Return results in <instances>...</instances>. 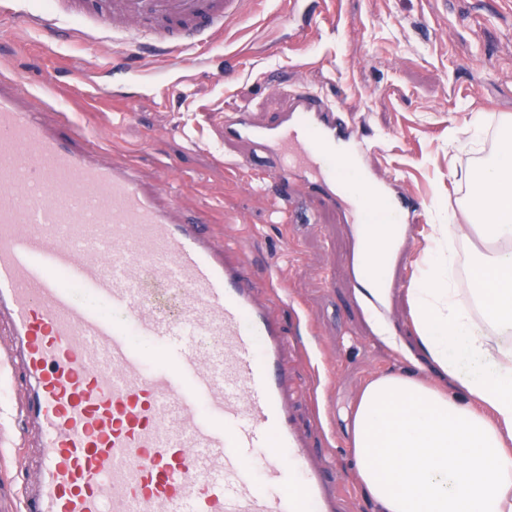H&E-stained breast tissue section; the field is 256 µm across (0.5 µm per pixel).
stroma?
Masks as SVG:
<instances>
[{"label":"stroma","mask_w":512,"mask_h":512,"mask_svg":"<svg viewBox=\"0 0 512 512\" xmlns=\"http://www.w3.org/2000/svg\"><path fill=\"white\" fill-rule=\"evenodd\" d=\"M311 2L291 13L286 0H253L196 72L158 44L85 43L78 31L97 25L94 11L47 41L23 23L44 0H0L1 71L40 91L45 122L68 114L102 137L106 158L128 159L148 188L176 192L186 215L207 209L216 246L250 277L283 281V299L267 289L261 297L288 336L298 421L319 412L314 454L347 490V512H372L349 444L360 393L386 373L435 376L372 334L350 278L355 238L344 209L298 184L281 190L276 157L225 140L224 115L242 109L269 124L302 93L343 110L366 143L367 175L419 206L389 311L396 334L411 338L405 290L428 267L432 227L464 222L470 205L469 187L450 173L494 152V136L477 144L465 127L477 113L512 115V9L503 0H327L324 15ZM232 158L247 167H227ZM11 341L1 323L0 512H20L23 487L41 474V436L20 411L26 377L3 355Z\"/></svg>","instance_id":"35a3bbf8"}]
</instances>
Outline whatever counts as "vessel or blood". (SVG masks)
<instances>
[{
	"label": "vessel or blood",
	"instance_id": "vessel-or-blood-1",
	"mask_svg": "<svg viewBox=\"0 0 512 512\" xmlns=\"http://www.w3.org/2000/svg\"><path fill=\"white\" fill-rule=\"evenodd\" d=\"M250 0H112L114 44H169L205 64L213 34ZM91 9L58 0L31 22L50 36ZM228 137L279 154V177L318 174L326 205L354 140L315 96L278 123L224 116ZM69 117L39 118L0 78V319L28 375L22 413L42 435L40 483L22 512H343L289 404L284 328L203 217L142 185L131 163ZM414 204L384 185L357 205L402 224Z\"/></svg>",
	"mask_w": 512,
	"mask_h": 512
}]
</instances>
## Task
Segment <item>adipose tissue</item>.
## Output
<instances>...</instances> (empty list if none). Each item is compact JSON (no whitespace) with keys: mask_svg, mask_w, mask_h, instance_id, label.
Returning <instances> with one entry per match:
<instances>
[{"mask_svg":"<svg viewBox=\"0 0 512 512\" xmlns=\"http://www.w3.org/2000/svg\"><path fill=\"white\" fill-rule=\"evenodd\" d=\"M474 138L494 133L486 162L460 172L473 191L463 224L438 225L427 274L406 291L417 329L402 347L424 356L443 386L393 373L369 382L351 425L357 476L375 512H512V116L488 123L475 114ZM370 253L355 262L374 271L356 298L381 341H395L384 316L392 268L407 228L370 224ZM479 240L464 281L449 248Z\"/></svg>","mask_w":512,"mask_h":512,"instance_id":"ef3b65f1","label":"adipose tissue"}]
</instances>
